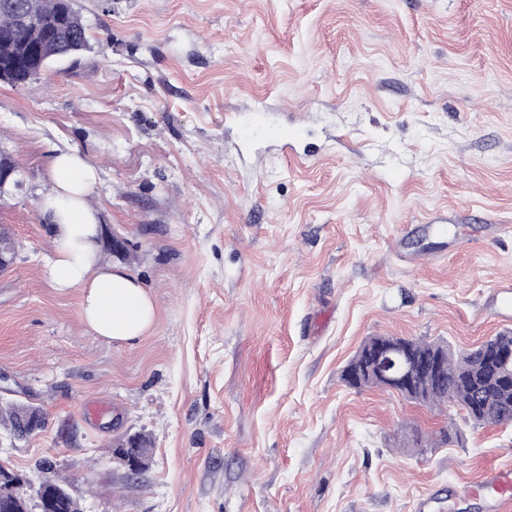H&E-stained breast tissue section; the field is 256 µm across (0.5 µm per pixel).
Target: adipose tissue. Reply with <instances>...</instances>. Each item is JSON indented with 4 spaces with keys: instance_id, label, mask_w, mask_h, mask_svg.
I'll list each match as a JSON object with an SVG mask.
<instances>
[{
    "instance_id": "ef3b65f1",
    "label": "adipose tissue",
    "mask_w": 512,
    "mask_h": 512,
    "mask_svg": "<svg viewBox=\"0 0 512 512\" xmlns=\"http://www.w3.org/2000/svg\"><path fill=\"white\" fill-rule=\"evenodd\" d=\"M50 172L53 189L40 210L54 229L51 282L79 289L82 318L98 335L119 342L142 336L155 321L151 298L129 271L99 260V217L86 201L97 181L95 169L70 151L52 158Z\"/></svg>"
}]
</instances>
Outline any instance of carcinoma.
<instances>
[{"label":"carcinoma","instance_id":"1","mask_svg":"<svg viewBox=\"0 0 512 512\" xmlns=\"http://www.w3.org/2000/svg\"><path fill=\"white\" fill-rule=\"evenodd\" d=\"M16 11L0 10V62L15 58L31 44H45L56 61L89 47L88 26L73 0H18ZM45 68L36 65L11 72L8 84L29 86L40 81ZM397 341L410 352L416 387L408 399L429 408L456 407L476 425L512 424V384L500 381L496 354L512 346V331L505 330L474 349L455 350L443 341L396 336H370L360 346L350 367L363 374L361 387H383L371 374V353L380 345ZM39 407L12 401L0 403V426L12 439L32 435L30 416Z\"/></svg>","mask_w":512,"mask_h":512}]
</instances>
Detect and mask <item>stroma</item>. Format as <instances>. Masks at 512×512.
<instances>
[{
    "mask_svg": "<svg viewBox=\"0 0 512 512\" xmlns=\"http://www.w3.org/2000/svg\"><path fill=\"white\" fill-rule=\"evenodd\" d=\"M88 49L0 83V398L46 427L0 466L49 456L84 512H496L469 493L512 467L478 427L342 372L370 336L471 349L512 330V0H76ZM298 122L293 153L241 141L247 108ZM79 151L88 196L156 318L116 342L47 275L49 162ZM402 224H444L392 246ZM448 441H441L440 430ZM141 433L131 478L108 450Z\"/></svg>",
    "mask_w": 512,
    "mask_h": 512,
    "instance_id": "stroma-1",
    "label": "stroma"
}]
</instances>
